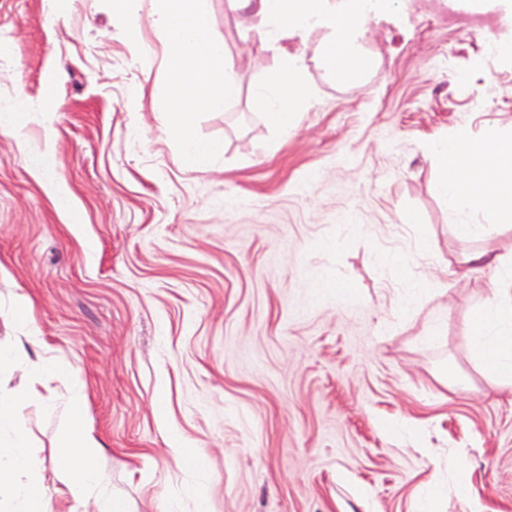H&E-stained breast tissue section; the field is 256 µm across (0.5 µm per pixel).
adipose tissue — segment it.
Wrapping results in <instances>:
<instances>
[{
	"label": "adipose tissue",
	"mask_w": 512,
	"mask_h": 512,
	"mask_svg": "<svg viewBox=\"0 0 512 512\" xmlns=\"http://www.w3.org/2000/svg\"><path fill=\"white\" fill-rule=\"evenodd\" d=\"M408 3L409 0H226L231 11L252 12L256 35L275 54L274 74L258 89L268 124L280 134H288L299 114L307 111L315 99L314 89L303 78L306 58L289 49V40L322 32V63L336 79L358 81L368 68L363 45L368 25ZM149 18L167 51L174 95L164 123L177 136L184 160L196 170H207L210 150L191 133L193 113L200 107L223 110L239 92L237 73L213 34L211 0H150ZM431 153L437 163L440 193L450 209L465 216L464 222L450 225L451 234L471 238L490 232V225L472 222V215L477 213L492 215L500 224L512 223V131L488 137L455 135L434 142ZM491 293L473 319V353L501 388L512 392V277L494 280ZM55 375V358L45 355L31 367L22 390L0 394V427L16 426L21 402L42 398ZM99 446L91 429L76 425L63 430L59 464L71 475L65 484L71 500L84 501L96 492ZM29 461L26 436L17 431L0 454V496L13 503L15 512H49L44 480L23 477Z\"/></svg>",
	"instance_id": "ef3b65f1"
}]
</instances>
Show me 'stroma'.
Returning a JSON list of instances; mask_svg holds the SVG:
<instances>
[{"label":"stroma","mask_w":512,"mask_h":512,"mask_svg":"<svg viewBox=\"0 0 512 512\" xmlns=\"http://www.w3.org/2000/svg\"><path fill=\"white\" fill-rule=\"evenodd\" d=\"M0 0V340L25 299L43 346L0 365L20 388L45 350L55 405L20 408L30 478L57 470L72 390L127 512H512V395L475 362L472 317L512 226L470 239L430 145L512 128V57L461 37L439 0L370 24L359 84L302 46L316 90L295 129L263 116L274 53L226 0L213 32L240 81L198 110L208 171L161 120L171 91L148 0ZM426 234H419V224ZM470 498L457 492L459 465Z\"/></svg>","instance_id":"stroma-1"}]
</instances>
